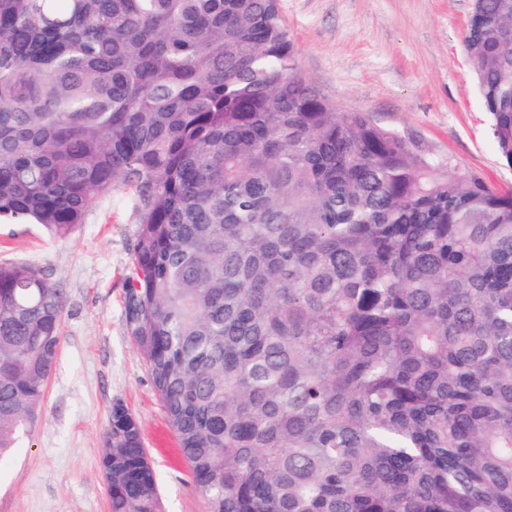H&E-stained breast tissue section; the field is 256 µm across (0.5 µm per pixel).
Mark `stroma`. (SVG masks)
I'll return each instance as SVG.
<instances>
[{
    "label": "stroma",
    "instance_id": "obj_1",
    "mask_svg": "<svg viewBox=\"0 0 512 512\" xmlns=\"http://www.w3.org/2000/svg\"><path fill=\"white\" fill-rule=\"evenodd\" d=\"M300 69L329 101L367 113L411 150L512 187L467 59L473 0H278ZM132 190L94 205L63 239L0 224V264L27 263L62 288L58 362L34 426L0 459V512H110L101 469L114 402L138 421L163 512H208L124 323L138 233Z\"/></svg>",
    "mask_w": 512,
    "mask_h": 512
}]
</instances>
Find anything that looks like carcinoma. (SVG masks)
I'll list each match as a JSON object with an SVG mask.
<instances>
[{
  "mask_svg": "<svg viewBox=\"0 0 512 512\" xmlns=\"http://www.w3.org/2000/svg\"><path fill=\"white\" fill-rule=\"evenodd\" d=\"M464 40L512 167V0ZM135 189L127 332L208 512H512V190L302 74L277 0H0V223ZM65 297L0 265V456ZM111 512H162L110 412Z\"/></svg>",
  "mask_w": 512,
  "mask_h": 512,
  "instance_id": "1",
  "label": "carcinoma"
}]
</instances>
